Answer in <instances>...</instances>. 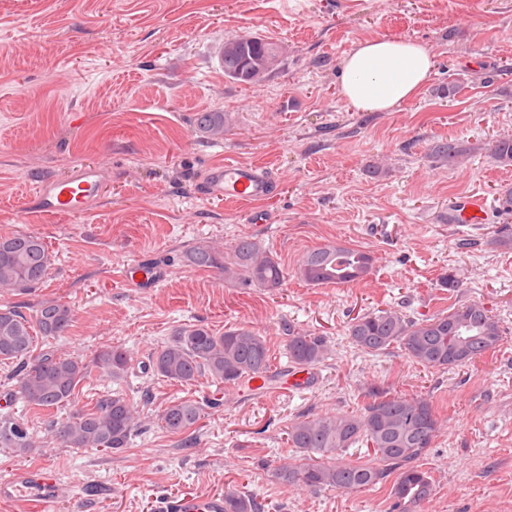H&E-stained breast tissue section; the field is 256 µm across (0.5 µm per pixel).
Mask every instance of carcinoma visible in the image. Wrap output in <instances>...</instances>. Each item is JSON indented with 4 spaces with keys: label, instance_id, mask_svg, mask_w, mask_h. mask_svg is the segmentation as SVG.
Returning <instances> with one entry per match:
<instances>
[{
    "label": "carcinoma",
    "instance_id": "carcinoma-1",
    "mask_svg": "<svg viewBox=\"0 0 512 512\" xmlns=\"http://www.w3.org/2000/svg\"><path fill=\"white\" fill-rule=\"evenodd\" d=\"M284 60L283 48L256 35L224 39V77L233 83L256 87L277 71ZM229 125L222 112H198L195 132L204 139L220 140ZM445 164L459 161L464 150L454 140H440L433 147ZM493 159L512 165V138L497 139ZM187 265L216 268L224 278L245 287L273 292L281 288L286 272L278 259L252 237L238 238L229 251L200 244L185 255ZM370 253L338 242L308 251L295 275L311 285H343L361 281L373 269ZM51 266V254L37 233L0 235V289L26 294L40 285ZM72 307L59 299L42 302L35 314L16 306H0V361L18 366L8 401H19L28 410H50L71 404L77 387L96 372L112 380L127 376L132 357L120 346H103L93 357L35 352L36 336L60 338L73 326ZM289 361L312 368L330 355L322 336L286 328ZM348 336L359 350L380 354L397 346L413 362L426 369L446 370L472 364L496 349L503 329L481 302L453 306L446 312L414 319L393 309H376L352 319ZM271 366L265 337L247 325L222 334L202 324L184 326L158 348L144 371L167 381L191 385L202 377L239 386L252 377L266 375ZM204 407L192 400H173L160 415L172 434L193 429ZM138 428L137 408L120 395L103 396L90 407L75 410L65 421L52 423L51 438L68 448L126 447ZM440 429L433 404L426 398H405L372 393L371 401L344 413L301 415L287 428L288 444L295 456L279 465L274 477L288 486L341 492L368 491L390 475L395 479L391 496L400 512L412 509L433 493L431 475L420 461L427 455ZM370 449L367 461H345L344 453L356 446ZM0 447L17 456L35 447L24 419L10 412L0 414ZM253 496L234 490L224 492V512H260Z\"/></svg>",
    "mask_w": 512,
    "mask_h": 512
}]
</instances>
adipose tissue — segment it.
I'll use <instances>...</instances> for the list:
<instances>
[{
	"label": "adipose tissue",
	"mask_w": 512,
	"mask_h": 512,
	"mask_svg": "<svg viewBox=\"0 0 512 512\" xmlns=\"http://www.w3.org/2000/svg\"><path fill=\"white\" fill-rule=\"evenodd\" d=\"M434 69L431 51L405 39L372 38L344 59L341 98L358 112H387L412 101Z\"/></svg>",
	"instance_id": "1"
}]
</instances>
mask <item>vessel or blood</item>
<instances>
[{
  "instance_id": "1",
  "label": "vessel or blood",
  "mask_w": 512,
  "mask_h": 512,
  "mask_svg": "<svg viewBox=\"0 0 512 512\" xmlns=\"http://www.w3.org/2000/svg\"><path fill=\"white\" fill-rule=\"evenodd\" d=\"M272 189L268 172L260 167L241 163H226L212 168L205 181L209 197L235 202L266 198ZM100 193L97 169L85 168L78 174L55 178L40 183L35 192V203L40 212L70 216L84 215ZM486 209L484 200L461 198L448 219L455 224H475ZM124 281L137 288L158 284L162 275L140 266H131L123 273ZM26 497L39 512H52L57 501L56 474L43 468L27 471L0 480V499L10 501ZM156 512H224V496L220 493L198 494L185 492L159 500Z\"/></svg>"
}]
</instances>
